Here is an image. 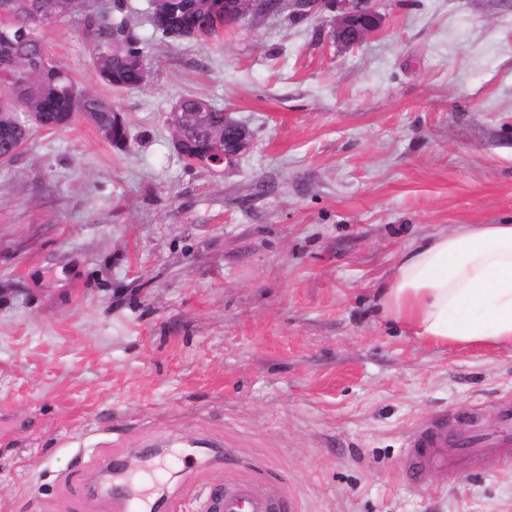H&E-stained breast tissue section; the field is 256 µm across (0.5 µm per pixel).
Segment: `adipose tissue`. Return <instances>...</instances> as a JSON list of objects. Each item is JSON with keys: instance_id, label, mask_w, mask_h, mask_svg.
<instances>
[{"instance_id": "adipose-tissue-1", "label": "adipose tissue", "mask_w": 512, "mask_h": 512, "mask_svg": "<svg viewBox=\"0 0 512 512\" xmlns=\"http://www.w3.org/2000/svg\"><path fill=\"white\" fill-rule=\"evenodd\" d=\"M378 304L432 345H512V223L458 224L406 250Z\"/></svg>"}]
</instances>
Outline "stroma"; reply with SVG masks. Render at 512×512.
Instances as JSON below:
<instances>
[{
	"mask_svg": "<svg viewBox=\"0 0 512 512\" xmlns=\"http://www.w3.org/2000/svg\"><path fill=\"white\" fill-rule=\"evenodd\" d=\"M126 4L134 89L100 80L83 20L41 29L126 148L79 120L0 165V512H112L100 457L155 447L185 512L221 453L299 512H512V458L417 480L403 448L492 412L512 348L423 345L376 297L404 250L512 222V0H377L353 47L283 12L171 41ZM189 94L250 130L234 167L179 157Z\"/></svg>",
	"mask_w": 512,
	"mask_h": 512,
	"instance_id": "35a3bbf8",
	"label": "stroma"
}]
</instances>
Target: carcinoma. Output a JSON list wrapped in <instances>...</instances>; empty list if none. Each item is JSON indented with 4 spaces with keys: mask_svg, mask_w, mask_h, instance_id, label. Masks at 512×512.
Masks as SVG:
<instances>
[{
    "mask_svg": "<svg viewBox=\"0 0 512 512\" xmlns=\"http://www.w3.org/2000/svg\"><path fill=\"white\" fill-rule=\"evenodd\" d=\"M224 17V0H169L166 22L153 26L164 38L183 41L189 32L209 22V15ZM9 19L7 36L0 38V146L14 139L18 113H83L98 129L112 127L111 101L83 91L73 77L49 61L35 16L44 21L81 16L89 28H95L98 46L95 67L100 79L116 88L129 89L144 83L143 72L128 63L144 57L143 44L123 36V26L99 15L95 0H0V16ZM207 105L206 120L199 124L191 116L198 103ZM183 117L175 133L193 145L203 143L210 133L224 128V109L209 100L189 95L181 99Z\"/></svg>",
    "mask_w": 512,
    "mask_h": 512,
    "instance_id": "carcinoma-1",
    "label": "carcinoma"
}]
</instances>
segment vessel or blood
Here are the masks:
<instances>
[{
  "instance_id": "1",
  "label": "vessel or blood",
  "mask_w": 512,
  "mask_h": 512,
  "mask_svg": "<svg viewBox=\"0 0 512 512\" xmlns=\"http://www.w3.org/2000/svg\"><path fill=\"white\" fill-rule=\"evenodd\" d=\"M455 449L448 457L447 449ZM512 453V395L499 400L494 419L481 417L478 410L458 412L435 419L416 429L406 439L410 475L428 468L447 472L486 462L492 456ZM197 512H297L288 494L272 493L265 480L256 476L226 478L211 483L195 495ZM115 512H146L147 497L121 484L112 494Z\"/></svg>"
}]
</instances>
